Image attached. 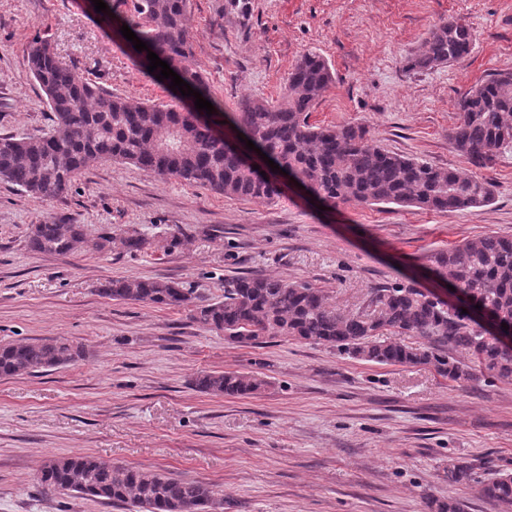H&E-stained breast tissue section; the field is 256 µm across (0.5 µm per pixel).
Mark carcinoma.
Masks as SVG:
<instances>
[{
  "label": "carcinoma",
  "mask_w": 512,
  "mask_h": 512,
  "mask_svg": "<svg viewBox=\"0 0 512 512\" xmlns=\"http://www.w3.org/2000/svg\"><path fill=\"white\" fill-rule=\"evenodd\" d=\"M109 28L118 37L128 26L149 49L167 62L215 111L195 118V98L174 90L187 108L177 109L114 94L88 76L63 66L48 40L36 38L27 63L45 98L51 124L39 134L0 136V181L36 198L64 193L94 164L122 161L161 178L195 183L229 198L266 199L279 195L277 182L246 161L251 140L288 176L329 205H397L429 211H462L494 199L492 182L433 167L417 158L374 143L362 124L317 125L311 108L335 83L336 74L321 54L308 51L296 61L280 100L245 96L239 111L225 116L213 97L192 50L189 0H103ZM472 27L458 19L439 22L409 57L411 69L433 70L458 63L472 51ZM243 141L227 142L221 121ZM455 150L477 167L512 144V71H500L476 85L459 103L450 133ZM28 247L38 253L64 255L85 243L82 224L48 222L29 229ZM120 246L127 253L146 245L140 236L116 238L104 231L100 251ZM427 275L455 288L463 307L487 315L499 333L481 331L467 314L449 313L445 304L427 298L414 284L394 282L373 289L374 309L365 314L336 311L326 291L306 282L238 276L224 280V298L198 304L185 282L112 279L100 293L115 301L191 308L192 319L239 344L260 346L277 336L330 345L365 361L384 365H430L458 383L481 377L512 381V235L496 233L465 241L429 256ZM509 329H502V325ZM403 336L422 340L409 345ZM464 350L467 363L454 352ZM82 348L55 339L0 344V378L36 375L66 366ZM265 381L244 372H207L195 387L214 395H248ZM448 482H478L481 494L512 506V473L477 480L465 461L448 464ZM48 490L76 493L112 503H129L135 512H195L224 509V499L207 484L112 464L87 454L48 460L38 477Z\"/></svg>",
  "instance_id": "1"
}]
</instances>
